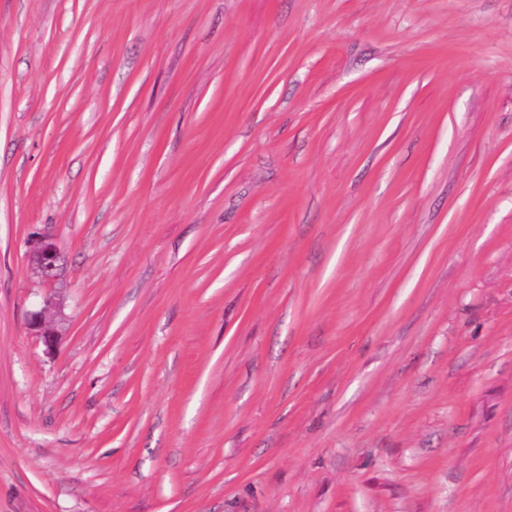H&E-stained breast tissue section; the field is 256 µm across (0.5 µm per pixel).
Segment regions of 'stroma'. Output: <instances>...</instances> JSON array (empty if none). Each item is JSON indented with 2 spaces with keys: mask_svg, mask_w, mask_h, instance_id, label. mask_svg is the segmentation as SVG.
I'll use <instances>...</instances> for the list:
<instances>
[{
  "mask_svg": "<svg viewBox=\"0 0 512 512\" xmlns=\"http://www.w3.org/2000/svg\"><path fill=\"white\" fill-rule=\"evenodd\" d=\"M0 512H512V0H0ZM29 261L45 288H56L60 275V254L50 236L43 235L34 240ZM58 308V303L54 294H49L44 298L42 310L33 315L31 325L41 332L46 341L52 342L54 331L51 326L52 312Z\"/></svg>",
  "mask_w": 512,
  "mask_h": 512,
  "instance_id": "stroma-1",
  "label": "stroma"
}]
</instances>
